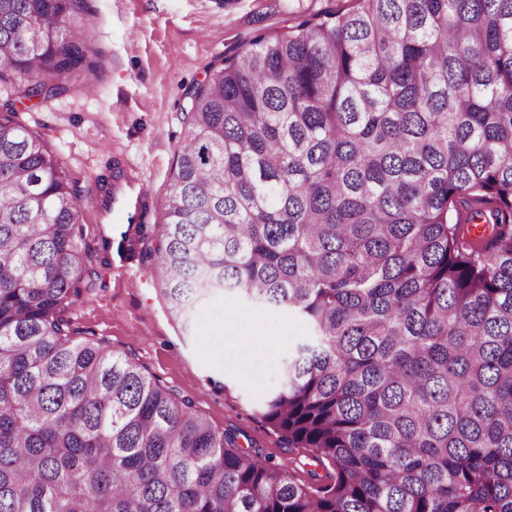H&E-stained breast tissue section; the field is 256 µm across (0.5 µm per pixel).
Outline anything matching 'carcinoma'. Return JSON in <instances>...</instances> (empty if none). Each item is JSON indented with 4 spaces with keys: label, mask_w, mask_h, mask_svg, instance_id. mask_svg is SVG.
<instances>
[{
    "label": "carcinoma",
    "mask_w": 512,
    "mask_h": 512,
    "mask_svg": "<svg viewBox=\"0 0 512 512\" xmlns=\"http://www.w3.org/2000/svg\"><path fill=\"white\" fill-rule=\"evenodd\" d=\"M90 2L0 0V512H512V0H356L190 92L138 241L186 324L310 326L262 410L308 482L74 325L78 191L14 102L101 71Z\"/></svg>",
    "instance_id": "carcinoma-1"
}]
</instances>
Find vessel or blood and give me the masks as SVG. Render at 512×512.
<instances>
[{"instance_id": "vessel-or-blood-1", "label": "vessel or blood", "mask_w": 512, "mask_h": 512, "mask_svg": "<svg viewBox=\"0 0 512 512\" xmlns=\"http://www.w3.org/2000/svg\"><path fill=\"white\" fill-rule=\"evenodd\" d=\"M153 200L150 182L133 167L116 169L109 193L99 194L88 206L95 225L137 224L148 220Z\"/></svg>"}]
</instances>
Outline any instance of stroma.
Returning a JSON list of instances; mask_svg holds the SVG:
<instances>
[{
	"instance_id": "obj_1",
	"label": "stroma",
	"mask_w": 512,
	"mask_h": 512,
	"mask_svg": "<svg viewBox=\"0 0 512 512\" xmlns=\"http://www.w3.org/2000/svg\"><path fill=\"white\" fill-rule=\"evenodd\" d=\"M354 6L355 0H94L87 32L108 57L95 93L87 92L84 73L75 72L69 94L17 105L18 119L57 155L81 201L101 190L119 159L138 167L153 186L150 221L159 223L186 131L188 92L226 56L248 48L257 32H285L302 12ZM131 235L126 224L87 225L83 245L92 256L94 286L74 306L77 327L135 354L149 374L192 399L216 430L236 431L241 447L307 480L305 449L285 448L259 406L279 385L284 362L308 340V325L287 311L221 293L183 324L170 315L151 261L130 245ZM105 236L112 241L107 264L100 261ZM237 313L256 318L267 338L246 359L224 333L225 317Z\"/></svg>"
}]
</instances>
